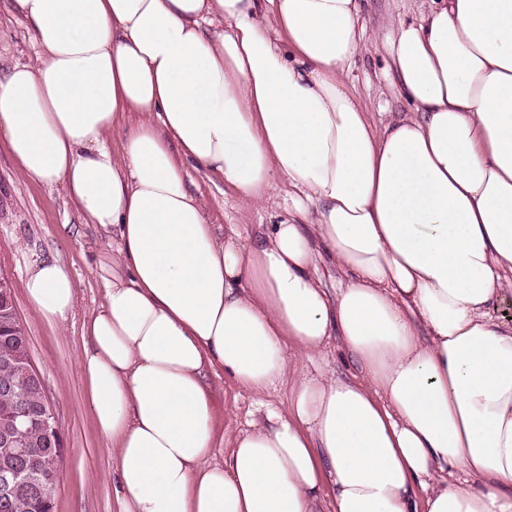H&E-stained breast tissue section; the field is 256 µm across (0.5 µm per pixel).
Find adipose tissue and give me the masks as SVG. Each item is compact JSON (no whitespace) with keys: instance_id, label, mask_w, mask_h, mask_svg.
I'll return each mask as SVG.
<instances>
[{"instance_id":"obj_1","label":"adipose tissue","mask_w":512,"mask_h":512,"mask_svg":"<svg viewBox=\"0 0 512 512\" xmlns=\"http://www.w3.org/2000/svg\"><path fill=\"white\" fill-rule=\"evenodd\" d=\"M0 11L34 50L0 70V147L116 241L79 363L119 512H512V0L395 24L412 110L382 126L346 85L360 0ZM187 161L249 207L287 187L286 218L217 236ZM24 292L76 309L54 258ZM217 369L288 402L225 438Z\"/></svg>"}]
</instances>
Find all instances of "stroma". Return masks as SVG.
Listing matches in <instances>:
<instances>
[{
    "instance_id": "obj_1",
    "label": "stroma",
    "mask_w": 512,
    "mask_h": 512,
    "mask_svg": "<svg viewBox=\"0 0 512 512\" xmlns=\"http://www.w3.org/2000/svg\"><path fill=\"white\" fill-rule=\"evenodd\" d=\"M421 0H368L363 13L368 49L351 68L348 87L372 112L376 123L388 113L411 106L394 85L386 36L392 24L417 20ZM34 52L24 25L0 18V68L32 60ZM190 189L206 204L213 224L238 225L252 235L257 225L276 224L287 200L270 208L242 206L234 192L216 176L191 173ZM55 257L77 285V305L69 320L56 325L44 320L27 302L23 284L34 263ZM112 271V248L93 225L83 223L60 187H47L20 177L10 156L0 150V274L12 284L17 315L29 336L32 361L40 373L66 453L58 464L59 482L54 512H116L115 488L109 477L112 451L100 439L86 403L79 357L83 322L99 305L103 279ZM219 421L225 436L246 429L266 404L281 405L287 386L261 396L242 391L224 375L212 376Z\"/></svg>"
}]
</instances>
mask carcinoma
<instances>
[{"mask_svg": "<svg viewBox=\"0 0 512 512\" xmlns=\"http://www.w3.org/2000/svg\"><path fill=\"white\" fill-rule=\"evenodd\" d=\"M35 372L26 330L16 310L0 311V387L16 385V393L0 392V433L10 429L15 418L27 416L33 423L21 428L19 440L26 444V453L16 455L13 449L0 446V472L25 465L35 480L16 490L6 512H53L54 500L42 497L38 487L57 482L59 448L48 443L38 420L49 409L45 387L31 380Z\"/></svg>", "mask_w": 512, "mask_h": 512, "instance_id": "obj_1", "label": "carcinoma"}]
</instances>
